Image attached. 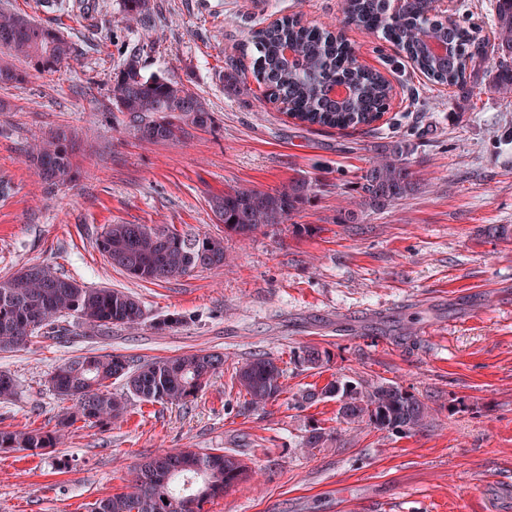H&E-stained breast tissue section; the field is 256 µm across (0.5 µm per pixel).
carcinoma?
<instances>
[{
    "label": "carcinoma",
    "instance_id": "obj_1",
    "mask_svg": "<svg viewBox=\"0 0 512 512\" xmlns=\"http://www.w3.org/2000/svg\"><path fill=\"white\" fill-rule=\"evenodd\" d=\"M124 18L143 28L153 23L151 0H120ZM344 18L383 37L400 48L420 73L448 86L462 85L467 76L483 72L499 92L512 91V0H496L493 40L481 35L482 27L429 14L428 0H344ZM439 41L447 53L434 55L429 45ZM8 54L25 59L38 73L52 72L72 58V44L57 28L42 25L19 12L0 11V44ZM293 52L285 62L283 45ZM498 55L493 70L484 69L488 53ZM253 73L264 96L294 118L323 127L345 129L370 123L386 108L391 86L378 71L358 69L352 51L336 35L298 18H285L275 27L254 35ZM28 73L0 65V84L20 83ZM347 85L344 101L329 96V88ZM108 92L115 109L128 119V128L141 140H171L186 126L206 128L211 112L185 85L173 78L146 74L141 49L125 52L122 64L109 78ZM76 137L65 130L34 139L30 158L36 173L53 187L71 180ZM405 139L391 140L360 177V207L379 212L416 190ZM317 183L301 178L273 191L231 189L212 201L220 223L247 237L257 228L282 224L315 195ZM112 267L143 282H161L196 268L224 266V238L180 233L166 225L109 224L98 243ZM76 324L101 335L114 326L135 327L144 311L139 300L119 289L86 288L54 266L33 263L0 278V350L27 345L36 334L61 339ZM294 360L318 366L323 353L313 346L293 351ZM224 368V356L199 350L176 357L155 359L130 369V361L112 353L80 356L54 368L48 390L61 401L72 402L55 430H0V448L36 450L54 448L77 421L101 425L124 418L127 399L111 391L121 379L126 390L151 403L176 404L195 396L209 379ZM283 370L270 358L256 357L242 365L235 378L252 408L277 399L283 391ZM19 384L0 371V400L17 397ZM337 398V419L346 424H366L378 431L411 432L428 425L430 408L397 383L358 386L334 382L321 393L309 392L299 404L319 395ZM332 432L314 428L302 441L304 448H320ZM249 467L237 454L222 448L165 451L147 457L135 467L128 491L94 503L92 512H202L203 505L224 495L246 479Z\"/></svg>",
    "mask_w": 512,
    "mask_h": 512
}]
</instances>
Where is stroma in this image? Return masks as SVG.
Masks as SVG:
<instances>
[{
  "label": "stroma",
  "instance_id": "1",
  "mask_svg": "<svg viewBox=\"0 0 512 512\" xmlns=\"http://www.w3.org/2000/svg\"><path fill=\"white\" fill-rule=\"evenodd\" d=\"M0 0L60 27L76 54L55 72L0 85V277L48 263L88 288H117L145 312L138 328L86 327L59 341L0 351L20 384L0 401V429H54L66 405L45 381L65 360L120 354L133 364L197 350L224 370L180 404L130 397L123 420L76 422L45 450H0V512H90L122 492L143 456L221 448L250 466L205 512H512V93L428 80L391 43L345 24L343 0H154L156 25L125 21L119 0ZM341 35L393 87L381 120L354 129L309 125L263 96L253 75L226 85L227 61L251 63V34L283 17ZM143 47L146 72L197 95L206 129L147 144L115 112L107 82L121 47ZM77 132L72 183L47 190L27 152L34 135ZM412 146L413 195L346 221L380 145ZM304 176L315 197L282 224L243 238L218 223L212 197L273 190ZM165 224L219 236L229 263L148 283L112 267L97 242L110 224ZM174 324L162 328L161 323ZM325 351L321 366L291 350ZM257 356L284 371L283 392L253 409L236 380ZM396 383L432 409L410 433L351 429L339 403L299 405L334 380ZM337 429L303 451L311 429Z\"/></svg>",
  "mask_w": 512,
  "mask_h": 512
}]
</instances>
